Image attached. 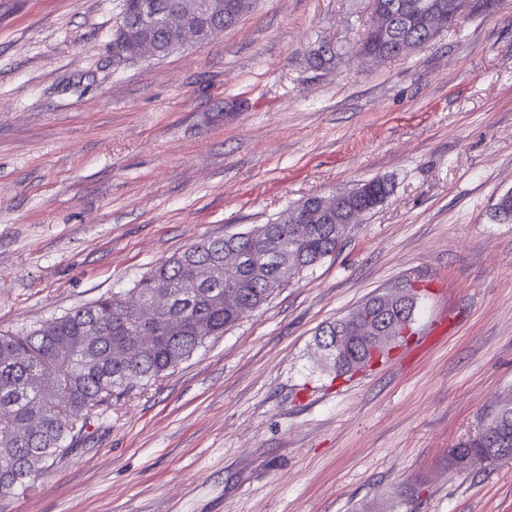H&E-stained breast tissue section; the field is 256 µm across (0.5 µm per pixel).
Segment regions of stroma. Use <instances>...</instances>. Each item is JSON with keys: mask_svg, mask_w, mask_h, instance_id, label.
<instances>
[{"mask_svg": "<svg viewBox=\"0 0 512 512\" xmlns=\"http://www.w3.org/2000/svg\"><path fill=\"white\" fill-rule=\"evenodd\" d=\"M121 10L0 0V333L305 197L393 191L0 512H512V460L448 467L512 394V223L493 213L512 189V0L381 62L354 54L371 0H255L138 61L112 51ZM324 44L340 58L313 67ZM400 281L421 292L408 340L335 377L321 328Z\"/></svg>", "mask_w": 512, "mask_h": 512, "instance_id": "35a3bbf8", "label": "stroma"}]
</instances>
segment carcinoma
<instances>
[{"mask_svg": "<svg viewBox=\"0 0 512 512\" xmlns=\"http://www.w3.org/2000/svg\"><path fill=\"white\" fill-rule=\"evenodd\" d=\"M406 2L398 37L428 43L417 23V4L445 0H373V10ZM371 60L386 59L389 44L374 34L362 42ZM393 190L385 179L364 183L359 195L348 197L350 210L364 216L384 203ZM339 241L329 224H280L273 220L243 232L206 238L182 253L154 266L128 292L137 299L168 296L164 316L151 323L157 342L141 348L143 324L120 293L73 308L16 334H0V495L26 488L28 480L48 459L62 456L85 436L90 420L112 406V395L127 393L175 369L208 340L242 319L246 307L260 308L276 290L286 287L303 271L334 254ZM289 249L300 266L295 270L270 264L255 266L254 258L277 247ZM237 248L247 256L233 284L224 279V250ZM194 267L204 280L185 286V270ZM371 320L399 319V311L364 301ZM175 317L200 331L171 334L168 318ZM340 349L330 350L336 375L363 370L384 358L397 342L378 344L356 326ZM123 349L127 356L118 357ZM487 424L496 429L492 440L479 432L452 450L451 465L462 470L471 455L492 462L509 459L512 452V407L495 409Z\"/></svg>", "mask_w": 512, "mask_h": 512, "instance_id": "1", "label": "carcinoma"}]
</instances>
